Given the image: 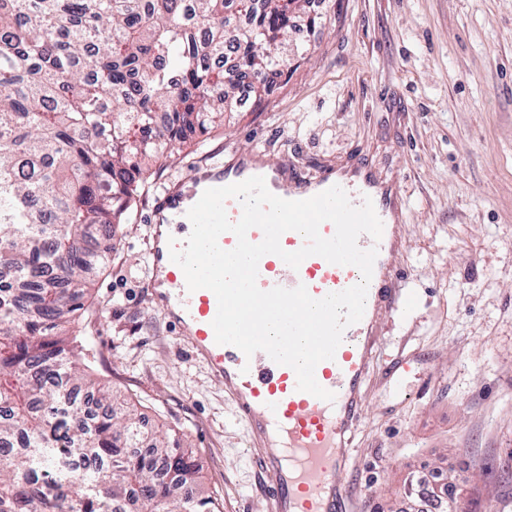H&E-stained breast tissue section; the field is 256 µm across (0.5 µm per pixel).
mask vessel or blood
Returning <instances> with one entry per match:
<instances>
[{
  "mask_svg": "<svg viewBox=\"0 0 512 512\" xmlns=\"http://www.w3.org/2000/svg\"><path fill=\"white\" fill-rule=\"evenodd\" d=\"M253 176L264 177L271 193L288 200L307 199L341 186L353 205L371 198L383 223L380 240L366 234L358 238L360 248L378 250L364 315L345 329L334 358L320 362L314 371L317 382L334 393V400L298 391L295 371L276 364L265 352L248 358L234 346L217 344L212 328L218 311L215 294L208 289L188 291L182 269L170 259L169 241L158 230L153 231L149 247L150 300L186 334L195 355L223 383L237 420L248 430L252 469L266 512H348L350 490L344 476L351 462V438L363 418L374 348L384 317L406 314L409 306L402 292L400 263L406 249V201L397 183L385 180L373 162L350 155L302 174L291 159L272 164L255 149L212 164L202 173L190 168L187 174L205 190ZM189 208L176 191H165L159 200L168 224L179 229L191 226ZM360 278L356 267L335 265L319 256L307 257L295 269L273 254L258 263L261 289L302 284L316 299L342 291Z\"/></svg>",
  "mask_w": 512,
  "mask_h": 512,
  "instance_id": "vessel-or-blood-1",
  "label": "vessel or blood"
}]
</instances>
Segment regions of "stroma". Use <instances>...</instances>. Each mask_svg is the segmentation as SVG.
I'll list each match as a JSON object with an SVG mask.
<instances>
[{
  "label": "stroma",
  "mask_w": 512,
  "mask_h": 512,
  "mask_svg": "<svg viewBox=\"0 0 512 512\" xmlns=\"http://www.w3.org/2000/svg\"><path fill=\"white\" fill-rule=\"evenodd\" d=\"M306 12L287 84L189 135L106 240L80 317L94 369L149 425L183 435L221 512H260L245 425L149 302L148 217L193 165L257 147L311 171L362 153L407 200L412 310L385 317L377 342L351 512L414 507L405 481L432 470L464 512H512V0H319Z\"/></svg>",
  "instance_id": "1"
}]
</instances>
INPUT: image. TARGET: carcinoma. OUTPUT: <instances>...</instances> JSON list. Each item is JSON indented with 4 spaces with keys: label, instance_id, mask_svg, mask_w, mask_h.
<instances>
[{
    "label": "carcinoma",
    "instance_id": "obj_1",
    "mask_svg": "<svg viewBox=\"0 0 512 512\" xmlns=\"http://www.w3.org/2000/svg\"><path fill=\"white\" fill-rule=\"evenodd\" d=\"M304 3L0 0V512H220L193 452L94 377L83 245L186 133L224 123L243 88L262 101Z\"/></svg>",
    "mask_w": 512,
    "mask_h": 512
}]
</instances>
